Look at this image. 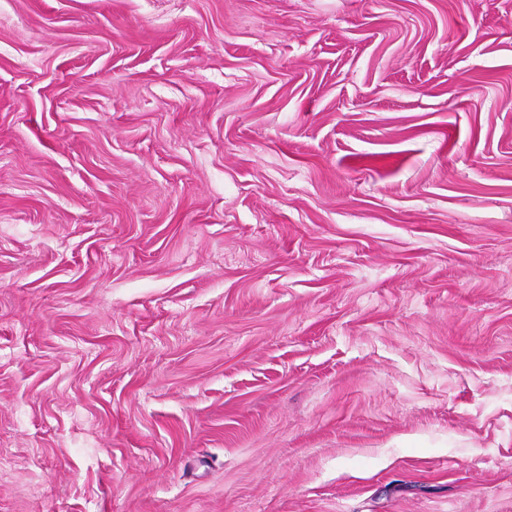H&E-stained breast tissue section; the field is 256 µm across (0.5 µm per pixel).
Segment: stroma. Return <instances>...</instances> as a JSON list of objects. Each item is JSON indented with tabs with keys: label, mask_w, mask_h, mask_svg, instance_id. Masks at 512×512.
<instances>
[{
	"label": "stroma",
	"mask_w": 512,
	"mask_h": 512,
	"mask_svg": "<svg viewBox=\"0 0 512 512\" xmlns=\"http://www.w3.org/2000/svg\"><path fill=\"white\" fill-rule=\"evenodd\" d=\"M0 512H512V0H0Z\"/></svg>",
	"instance_id": "stroma-1"
}]
</instances>
